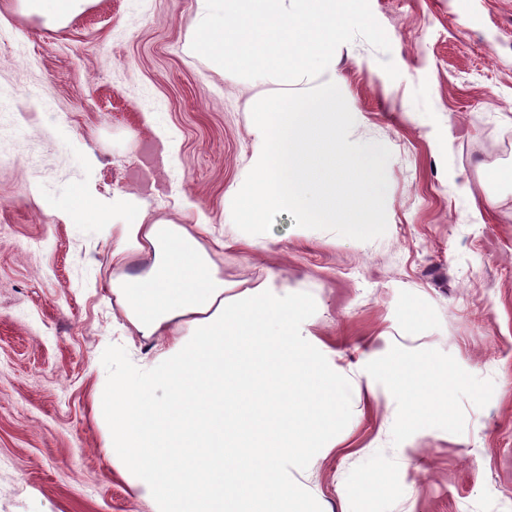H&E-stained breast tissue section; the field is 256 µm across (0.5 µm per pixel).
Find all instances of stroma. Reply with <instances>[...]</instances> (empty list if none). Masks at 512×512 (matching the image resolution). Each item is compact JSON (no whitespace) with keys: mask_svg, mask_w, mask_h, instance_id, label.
Wrapping results in <instances>:
<instances>
[{"mask_svg":"<svg viewBox=\"0 0 512 512\" xmlns=\"http://www.w3.org/2000/svg\"><path fill=\"white\" fill-rule=\"evenodd\" d=\"M370 7L390 53L358 37L323 75L350 141L392 152L387 230L362 242L285 212L234 225L254 103L310 83L187 56L198 0H96L57 29L0 0V98L23 114L0 135V512H152L101 417L106 380L153 342L107 293V225L56 209L118 192L207 225L225 298L313 296L301 333L351 385L348 425L292 473L323 512H512V0Z\"/></svg>","mask_w":512,"mask_h":512,"instance_id":"obj_1","label":"stroma"}]
</instances>
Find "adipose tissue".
Listing matches in <instances>:
<instances>
[{
	"label": "adipose tissue",
	"instance_id": "ef3b65f1",
	"mask_svg": "<svg viewBox=\"0 0 512 512\" xmlns=\"http://www.w3.org/2000/svg\"><path fill=\"white\" fill-rule=\"evenodd\" d=\"M93 2L20 0L25 13L54 27ZM60 215L111 224V291L141 336L161 339L147 363L126 367L107 385L104 447L113 468L153 512H224V337L263 320L277 333L268 348L275 369L313 371L310 353L287 332L295 304L274 286L225 301L224 281L199 238L172 221L148 220L134 196L118 193L89 209L65 204ZM135 255L148 265L127 273ZM161 388L170 405L158 404Z\"/></svg>",
	"mask_w": 512,
	"mask_h": 512
}]
</instances>
